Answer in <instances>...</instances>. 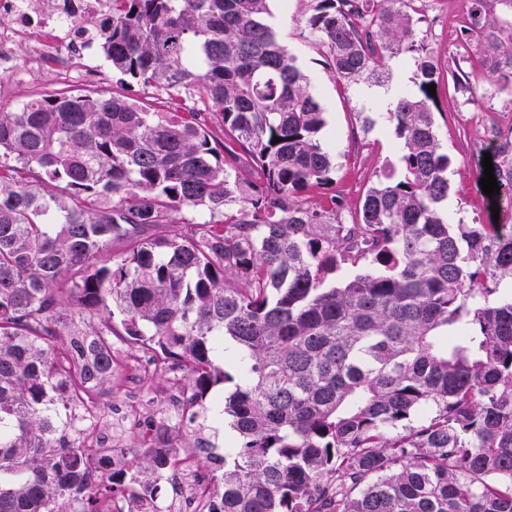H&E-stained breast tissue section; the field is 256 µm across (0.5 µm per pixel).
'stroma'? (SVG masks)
<instances>
[{
	"instance_id": "35a3bbf8",
	"label": "stroma",
	"mask_w": 512,
	"mask_h": 512,
	"mask_svg": "<svg viewBox=\"0 0 512 512\" xmlns=\"http://www.w3.org/2000/svg\"><path fill=\"white\" fill-rule=\"evenodd\" d=\"M311 0H270L269 23L282 45L308 77L310 89L325 111L327 125L322 140L334 170L332 189L343 201L341 220L354 223L360 202L377 174L400 157L399 141L386 119L387 108L362 89L337 83L325 66L318 46L308 37L305 19ZM413 26L420 41L437 56L443 79L436 88L435 132L453 164L448 170L450 191L443 213L452 224H512V207L504 197L489 198L479 184L484 154L494 153L485 144V127L505 116L512 117V77L493 75L480 63L481 46L464 41L470 24V0H415ZM112 70L89 80L70 79L56 67L32 63L27 51H19L18 66L0 72V110L10 112L30 98L46 93L107 94L117 86ZM166 378L153 372L132 380L119 370L102 395L107 405L117 406L130 390L149 401L163 394Z\"/></svg>"
}]
</instances>
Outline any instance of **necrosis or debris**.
<instances>
[{"label":"necrosis or debris","instance_id":"4bbe7bcc","mask_svg":"<svg viewBox=\"0 0 512 512\" xmlns=\"http://www.w3.org/2000/svg\"><path fill=\"white\" fill-rule=\"evenodd\" d=\"M105 0H0V71L14 69L18 48L35 59L61 65L67 76L96 72L88 57L100 37L99 19ZM188 391L177 372H170L166 394L152 405L127 402L111 413L99 401L73 400L67 416L87 448L99 445L102 419L112 421L113 447L135 445V430L144 419L169 425L187 411ZM214 486L193 468L167 473L153 485L136 491L120 512H210Z\"/></svg>","mask_w":512,"mask_h":512}]
</instances>
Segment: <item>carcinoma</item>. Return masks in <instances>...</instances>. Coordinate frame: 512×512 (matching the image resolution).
Segmentation results:
<instances>
[{
    "mask_svg": "<svg viewBox=\"0 0 512 512\" xmlns=\"http://www.w3.org/2000/svg\"><path fill=\"white\" fill-rule=\"evenodd\" d=\"M109 2L121 89L0 111V512H105L177 464L148 448L133 472L124 451L110 474L58 421L112 382L114 337L186 371L196 403L235 382L213 512H512V292L486 285L512 280V224L443 218L441 72L413 0H315L305 20L346 86L391 81L388 53L415 67L389 112L400 169L355 224L305 199L333 183L325 112L269 0ZM471 2L483 65L512 74ZM494 175L512 188L511 140ZM347 262L362 272L324 287Z\"/></svg>",
    "mask_w": 512,
    "mask_h": 512,
    "instance_id": "obj_1",
    "label": "carcinoma"
}]
</instances>
